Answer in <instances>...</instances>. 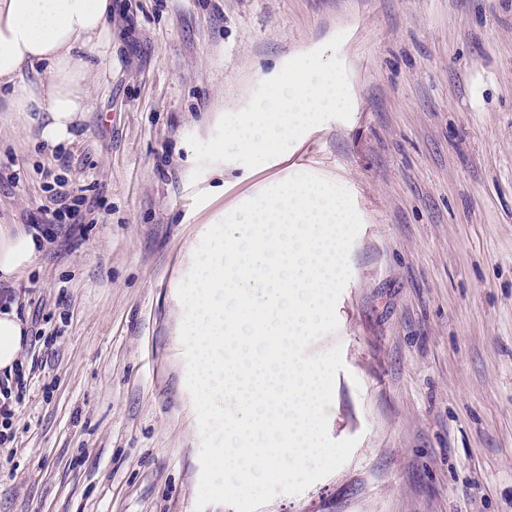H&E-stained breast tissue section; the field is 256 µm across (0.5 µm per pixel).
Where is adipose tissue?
Masks as SVG:
<instances>
[{
    "label": "adipose tissue",
    "mask_w": 512,
    "mask_h": 512,
    "mask_svg": "<svg viewBox=\"0 0 512 512\" xmlns=\"http://www.w3.org/2000/svg\"><path fill=\"white\" fill-rule=\"evenodd\" d=\"M112 0H0V94L27 114L41 145L74 141L91 103L92 77L112 68ZM36 69V80L24 77ZM43 246L37 229L0 231V278L28 268ZM26 329L12 305L0 307V371L12 372Z\"/></svg>",
    "instance_id": "ef3b65f1"
}]
</instances>
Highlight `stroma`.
<instances>
[{
	"mask_svg": "<svg viewBox=\"0 0 512 512\" xmlns=\"http://www.w3.org/2000/svg\"><path fill=\"white\" fill-rule=\"evenodd\" d=\"M112 71L50 150L0 100V224L46 245L0 303L27 387L0 442V512H195L201 438L177 295L209 140L291 58L336 34L353 109L225 201L308 173L362 220L327 413L350 459L257 512H512V0H112ZM97 199L51 223L49 186Z\"/></svg>",
	"mask_w": 512,
	"mask_h": 512,
	"instance_id": "obj_1",
	"label": "stroma"
}]
</instances>
